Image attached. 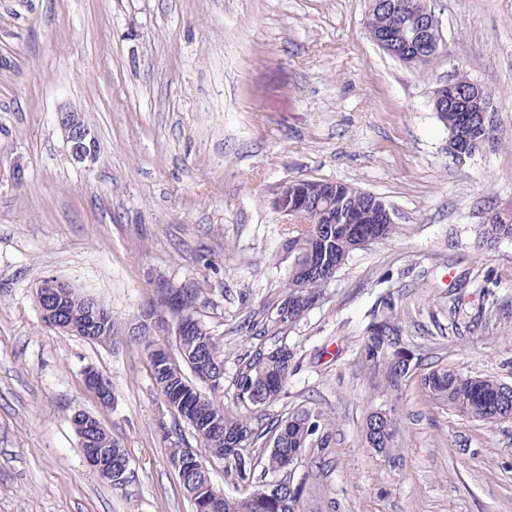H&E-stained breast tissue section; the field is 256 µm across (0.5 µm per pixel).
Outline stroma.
I'll use <instances>...</instances> for the list:
<instances>
[{
	"label": "stroma",
	"instance_id": "1",
	"mask_svg": "<svg viewBox=\"0 0 512 512\" xmlns=\"http://www.w3.org/2000/svg\"><path fill=\"white\" fill-rule=\"evenodd\" d=\"M427 4L442 47L413 67L370 40V0H0V512H192L168 448L197 447L193 429L142 348L43 322L49 275L102 300L122 335L157 288L199 283L225 411L264 423L311 409L333 433L291 475L301 512H512V420L452 412L421 383L451 365L512 385V239L482 238L512 214V0ZM458 74L494 109L490 141L461 163L432 102ZM63 107L83 113L96 162L69 160ZM292 180L373 193L398 231L276 326L292 218L273 200ZM388 296L414 367L394 388L360 357ZM484 307L495 316L471 326ZM278 346L295 353L288 387L254 406L238 377ZM88 365L111 378V406L85 389ZM78 410L126 448L132 482L86 463ZM376 410L399 423L397 458L361 441Z\"/></svg>",
	"mask_w": 512,
	"mask_h": 512
}]
</instances>
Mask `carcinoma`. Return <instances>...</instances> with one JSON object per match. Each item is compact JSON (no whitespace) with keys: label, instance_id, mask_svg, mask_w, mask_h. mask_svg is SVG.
Instances as JSON below:
<instances>
[{"label":"carcinoma","instance_id":"1","mask_svg":"<svg viewBox=\"0 0 512 512\" xmlns=\"http://www.w3.org/2000/svg\"><path fill=\"white\" fill-rule=\"evenodd\" d=\"M397 2L398 0H379L377 11L370 15L367 23L371 38L380 40L386 35L390 39H397V32L388 25L387 16V12ZM440 44L441 37L432 33L428 35V45L423 52H400L391 46L386 47L385 52L405 63L425 66L436 58ZM474 111L476 108L473 104L464 110L450 105L441 112L439 120L450 132L458 127L464 128L472 146L480 151L490 137V128L482 126L471 117ZM336 196L341 204L363 217L364 223L335 227L325 223L320 213L312 211L304 217V223L295 225L291 234L295 241L301 243V250L288 266V278L284 285L287 300L301 292L316 299L321 298L322 288L356 250L355 237L358 232L372 228L386 239L397 232V225L380 223L379 205L369 202L367 197L360 194L359 189L338 182ZM483 235L489 240L512 239V224H486ZM323 241L327 242L326 271L305 289L303 265L310 249L321 247ZM175 287L183 292L185 314L190 318L194 317L201 289L191 283L170 285V289ZM64 302L69 310L77 314L106 309L103 301L89 298L71 286L65 289ZM394 309L393 304L386 303L373 315L362 344L366 363L383 369L388 384L393 387L407 376L405 372L398 373L394 370L393 355L386 353V348L400 344L401 327ZM117 335L113 323L106 320L95 326L93 341L110 345ZM173 355L169 377L184 386L189 396L202 398L206 406L204 416L197 421L198 429L194 430L200 447L212 462L231 464L240 481L247 482L253 477L256 458L251 449L259 444L267 447L263 455L265 474L276 476L288 471L291 458L298 449L313 445L323 448L330 443L332 432L322 424L323 418L317 412L302 411L254 425L244 416L224 412L223 406L213 397L214 391L206 393L199 389L193 379L203 380L202 368L224 369V348L217 337L188 333L180 341L174 342ZM293 359V351L286 349L280 357L264 364L260 365L256 360L249 363L240 385L247 391L254 390L252 404L266 405L280 396L288 385ZM423 385L427 396L435 403L490 425L497 424L512 414V408L503 396V384L490 376L465 375L445 365L425 375ZM70 421L81 448H86L88 440L96 435L99 419L90 413L76 411L71 415ZM398 435L399 425L389 415L377 422L366 419L361 431L365 445L388 458L396 456ZM178 477L190 499L192 512H300V491L295 489L285 490L281 496L261 502L249 498L247 494L235 498L222 494L221 489L212 483L207 468L183 470L178 473Z\"/></svg>","mask_w":512,"mask_h":512}]
</instances>
